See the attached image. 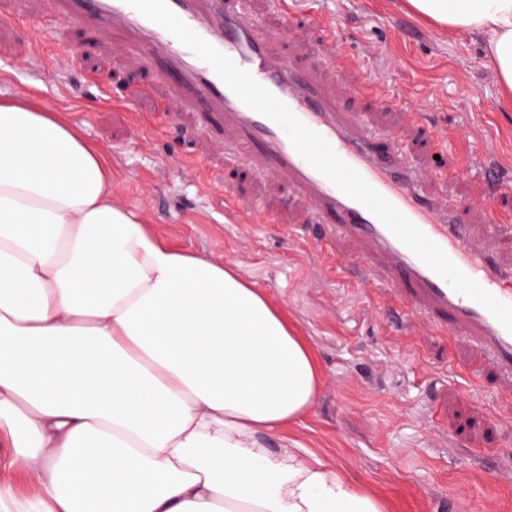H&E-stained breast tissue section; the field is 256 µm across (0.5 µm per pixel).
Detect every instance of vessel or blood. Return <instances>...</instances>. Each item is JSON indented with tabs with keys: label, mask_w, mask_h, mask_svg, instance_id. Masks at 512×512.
<instances>
[{
	"label": "vessel or blood",
	"mask_w": 512,
	"mask_h": 512,
	"mask_svg": "<svg viewBox=\"0 0 512 512\" xmlns=\"http://www.w3.org/2000/svg\"><path fill=\"white\" fill-rule=\"evenodd\" d=\"M31 0H0V26H15L29 18L36 32H58L60 24L94 21L98 27H120L136 36L130 55L165 63L161 79L176 96L170 120L180 113L196 112L195 128L209 129L212 114H220L229 132L228 149L236 159L259 155L266 175L281 178L309 204L314 223L327 225L315 249L328 255L335 238L344 237L364 246L356 274L365 284L392 283L405 278L406 287L393 292L395 307L428 320L435 328H450L465 336L484 360L512 382V332L485 307L455 291L405 246L374 214L344 194L315 170L293 147L276 123L245 105L219 78L212 66L197 57L174 35L148 20L126 0H62L61 22L47 25L33 14ZM172 11L197 35L228 56L275 97L305 126L321 135L336 155L375 191L394 205L426 237L439 246L467 276L498 301L512 305V265L502 262L497 246L512 240V212L498 208L499 198L512 195V183L485 181L480 201L488 239H471L458 218L459 203L448 196L455 178L447 160L435 161L428 172L416 171L396 134H377L361 114L343 111L339 98L344 85L327 84L321 70L298 71L279 54L276 31L263 29L259 17L226 0H168ZM225 208L242 212L247 223H268L257 205L240 208L226 194Z\"/></svg>",
	"instance_id": "obj_1"
}]
</instances>
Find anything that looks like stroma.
Wrapping results in <instances>:
<instances>
[{"label": "stroma", "mask_w": 512, "mask_h": 512, "mask_svg": "<svg viewBox=\"0 0 512 512\" xmlns=\"http://www.w3.org/2000/svg\"><path fill=\"white\" fill-rule=\"evenodd\" d=\"M336 23L356 59L355 85L343 99L367 112L381 132L409 141L423 166L434 145L405 125L407 112L428 114L447 131L459 163L485 158L512 180V108L501 102L480 35L450 33L407 0H299ZM250 9L280 27L279 46L299 66L328 56L318 32L278 23L271 0ZM131 34L95 36L73 25L62 37L29 36L26 23L0 28V98L23 96L59 113L112 162V194L176 247L237 267L282 306L316 352L323 384L310 412L291 431L356 484L387 499L394 512H512V391L465 337L413 319L401 330L387 308L388 289L362 287L352 274L355 245L317 257L323 225L285 182L254 163L225 162L221 134H198L168 121L170 88L157 67L125 54ZM75 50V68L60 65ZM384 81L401 94L384 110L359 82ZM266 211L286 209L284 224H240L224 211L225 193Z\"/></svg>", "instance_id": "35a3bbf8"}]
</instances>
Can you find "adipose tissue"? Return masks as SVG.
I'll use <instances>...</instances> for the list:
<instances>
[{
    "label": "adipose tissue",
    "mask_w": 512,
    "mask_h": 512,
    "mask_svg": "<svg viewBox=\"0 0 512 512\" xmlns=\"http://www.w3.org/2000/svg\"><path fill=\"white\" fill-rule=\"evenodd\" d=\"M409 3L482 35L512 106V0ZM321 380L264 290L116 202L60 114L0 100V432L33 477L0 512H390L286 439Z\"/></svg>",
    "instance_id": "obj_1"
}]
</instances>
